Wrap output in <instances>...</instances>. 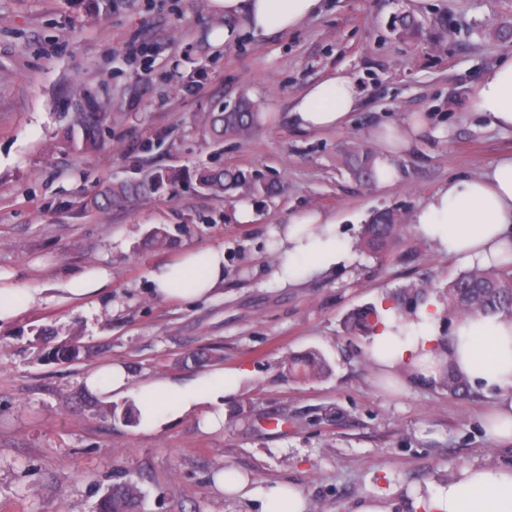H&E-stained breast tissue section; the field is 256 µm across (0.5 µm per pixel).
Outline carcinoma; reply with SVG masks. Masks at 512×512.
I'll return each instance as SVG.
<instances>
[{
  "label": "carcinoma",
  "instance_id": "cac0c4a2",
  "mask_svg": "<svg viewBox=\"0 0 512 512\" xmlns=\"http://www.w3.org/2000/svg\"><path fill=\"white\" fill-rule=\"evenodd\" d=\"M256 104L246 96L239 97L231 105H223L207 113L202 119L205 135L215 144H221L226 138L239 137L251 127L255 119ZM107 119L104 105L95 102L88 111L79 115L76 124L64 132L61 143L71 151H84L95 147L99 139V130ZM349 168L352 174L364 181H375L374 154L364 148L359 149L350 158ZM193 177L200 188L220 196L224 192L239 189L250 183L253 193H267L270 187L253 178L240 169L222 166H204L194 171ZM172 179L168 171H156L138 180H124L109 183L93 196L85 199L81 208L85 211H104L127 206L136 198L163 190ZM406 225L397 221L394 213L382 211L374 214L364 226L356 246L379 254L389 250L404 232ZM431 295L430 284L424 280L413 282L396 293L394 308L426 303ZM444 299L448 314L464 317L477 313H512V268L478 266L459 273L448 281ZM382 314L374 306L355 310L348 317L347 328L354 333L371 334L381 324ZM80 342L72 338L69 345H55L48 356L55 361L70 362L79 358ZM288 374L305 380L323 378L330 372V366L323 355L311 352L305 357H294L287 361ZM441 387L455 396L469 394V382L453 371L445 372ZM137 487L131 482H121L112 486L97 503V512H136Z\"/></svg>",
  "mask_w": 512,
  "mask_h": 512
}]
</instances>
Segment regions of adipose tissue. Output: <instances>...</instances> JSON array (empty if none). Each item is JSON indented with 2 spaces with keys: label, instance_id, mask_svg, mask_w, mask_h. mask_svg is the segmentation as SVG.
I'll list each match as a JSON object with an SVG mask.
<instances>
[{
  "label": "adipose tissue",
  "instance_id": "obj_1",
  "mask_svg": "<svg viewBox=\"0 0 512 512\" xmlns=\"http://www.w3.org/2000/svg\"><path fill=\"white\" fill-rule=\"evenodd\" d=\"M215 19L214 46L236 43L241 31L254 34L293 30L319 14L323 0H207ZM473 111L494 126L512 128V57L486 68L471 96ZM359 107L355 82L335 73L308 86L296 99L290 118L300 129L318 131L349 126ZM428 127L422 115L401 125L375 129L372 139L376 184L399 177L398 156L408 152ZM418 234L449 257L483 266L512 264V157H505L472 177L443 183L414 216ZM271 248L279 254L274 273L282 284L324 273L343 264L349 251L336 234V223L320 210L293 214L272 233ZM111 281L107 268L90 265L62 283L65 300L99 309ZM154 295L165 301L212 297L224 286V248L209 245L185 251L177 259L155 265L149 273ZM42 290L17 283L0 270V329L38 306ZM435 303L422 305L411 317L386 310L367 355L377 371L396 380L400 367L416 381L437 380L448 365L476 387L497 392L482 427L493 439L512 442V316L493 313L456 320L448 340H440ZM242 373L219 370L175 381L165 376L134 379L125 364L110 362L87 371L80 380L90 394L104 399L133 397L139 427L147 433L186 419H196L208 433L224 426V401L235 396ZM218 490L242 499L259 500L258 512H307V499L292 485L251 487L238 471L228 468L214 477ZM419 512H512V466L462 467L447 483L413 491Z\"/></svg>",
  "mask_w": 512,
  "mask_h": 512
}]
</instances>
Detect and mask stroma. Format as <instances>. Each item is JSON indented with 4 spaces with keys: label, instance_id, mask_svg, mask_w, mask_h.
Returning a JSON list of instances; mask_svg holds the SVG:
<instances>
[{
    "label": "stroma",
    "instance_id": "stroma-1",
    "mask_svg": "<svg viewBox=\"0 0 512 512\" xmlns=\"http://www.w3.org/2000/svg\"><path fill=\"white\" fill-rule=\"evenodd\" d=\"M402 15L415 21L395 30ZM203 0H0V268L42 288L43 301L0 331V512H93L113 483L141 491V512H251L225 497L213 474L227 467L254 487L290 483L308 512H353L379 497L414 512L409 491L445 482L463 466L512 464V443L485 433L493 394L458 397L435 382L386 387L367 357L369 336L351 333L355 309L393 305L405 285L427 280L442 300L469 262L448 257L412 226L443 182L512 155V130L473 112L481 72L512 56V0H327L296 30L244 35L214 48ZM349 75L360 99L341 130L308 132L290 112L310 84ZM248 95L265 112L245 137L215 145L200 125L216 105ZM109 117L94 152L57 148L89 101ZM425 115L428 130L398 159L400 178L367 189L346 159L373 148L372 131ZM221 162L272 185L251 196L254 219L234 218L239 194L201 190L196 168ZM152 169L180 178L108 213L86 212L103 185ZM333 214L349 258L296 286L279 284L271 232L298 210ZM406 224L386 254L355 248L378 211ZM163 228L171 244L151 247ZM224 247V288L190 303L154 297L150 269L192 247ZM98 264L112 282L98 313L62 300L57 284ZM76 336L87 354L50 363L47 344ZM209 349L198 364L193 356ZM323 354L320 380L288 377V357ZM118 361L134 377L184 378L244 371L224 402V427L187 420L147 435L112 417L110 401L82 400L80 379Z\"/></svg>",
    "mask_w": 512,
    "mask_h": 512
}]
</instances>
